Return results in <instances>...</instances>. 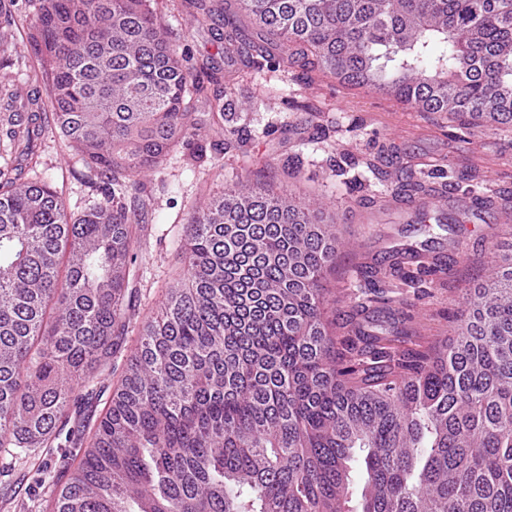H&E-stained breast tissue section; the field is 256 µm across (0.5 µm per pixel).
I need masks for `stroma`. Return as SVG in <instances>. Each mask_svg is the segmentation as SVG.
<instances>
[{"label":"stroma","instance_id":"obj_1","mask_svg":"<svg viewBox=\"0 0 512 512\" xmlns=\"http://www.w3.org/2000/svg\"><path fill=\"white\" fill-rule=\"evenodd\" d=\"M155 8L170 40L192 61L210 59L221 76L233 78L234 102L252 103L253 109L234 121L247 137L245 150L222 149V135L203 133L194 139L204 149L203 159H191L189 148H182L142 180L139 192L149 198L150 208L131 284L135 322L154 316L168 287L186 274L178 243L199 201L241 163H249L256 179L277 182L284 167L297 161L303 168L301 190L336 204L345 241L326 282L336 296L327 307L328 318L340 325L349 319L363 322L407 348L450 341L464 290L486 273L488 238H512V228L501 223L500 208L464 215L449 195L478 183L512 196V130L481 133L468 118L416 112L391 97L292 65L254 71L225 57L216 26L200 27L184 17L182 0H156ZM33 24L28 9L20 8L13 38L0 46V123L9 115L10 94L50 97V83L39 76L25 44ZM34 150L37 173L62 194L72 214H81L97 192L80 156L51 130L39 135ZM369 160L388 178L418 182L437 194L440 210L425 215L372 206L383 187L367 171ZM338 164L346 170L344 177L332 173ZM458 240L466 254L445 252L448 274L428 277L422 289L386 279L375 290L383 299L380 307L354 308L349 284L356 269L391 256L392 243L418 245L433 255ZM62 463L59 449L37 448L14 465L0 464V512H50L51 500L36 478Z\"/></svg>","mask_w":512,"mask_h":512}]
</instances>
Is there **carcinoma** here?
Listing matches in <instances>:
<instances>
[{"mask_svg":"<svg viewBox=\"0 0 512 512\" xmlns=\"http://www.w3.org/2000/svg\"><path fill=\"white\" fill-rule=\"evenodd\" d=\"M154 0H27L50 126L97 202L73 217L49 182L0 168V456L67 448L46 471L53 512H512V244L496 239L452 342L414 354L359 328L337 340L323 280L336 215L250 167L186 225L188 276L142 324L109 397L93 369L129 335L146 208L135 194L202 129L236 130L168 38ZM16 0H0V44ZM224 17V50L419 112L512 128V0H184ZM259 29L240 35L236 17ZM38 133L22 120L0 140ZM404 277L445 274L417 253ZM103 404L80 433L66 426ZM366 481L348 506L354 451Z\"/></svg>","mask_w":512,"mask_h":512,"instance_id":"carcinoma-1","label":"carcinoma"}]
</instances>
